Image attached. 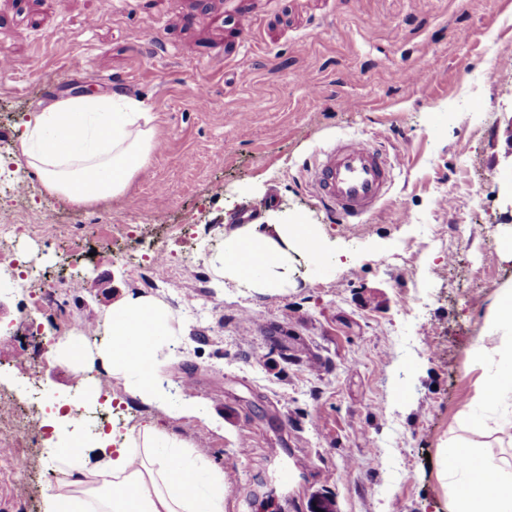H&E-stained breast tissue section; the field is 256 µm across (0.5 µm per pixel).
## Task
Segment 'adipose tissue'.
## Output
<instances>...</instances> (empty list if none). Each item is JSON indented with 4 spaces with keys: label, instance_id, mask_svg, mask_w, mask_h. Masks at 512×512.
Instances as JSON below:
<instances>
[{
    "label": "adipose tissue",
    "instance_id": "obj_1",
    "mask_svg": "<svg viewBox=\"0 0 512 512\" xmlns=\"http://www.w3.org/2000/svg\"><path fill=\"white\" fill-rule=\"evenodd\" d=\"M158 146L153 117L140 100L115 95H76L29 113L16 136L14 160L44 189L74 205L122 196ZM267 233L238 229L210 259L213 272L262 291L288 285V258L297 251L333 266L341 256L314 225L267 210ZM259 257L246 268L241 252ZM486 332L472 355L491 370L468 407L512 398V287L500 289L485 314ZM106 341L95 354L108 379L124 380L146 402L162 395L157 350L174 334L173 316L158 300L128 296L114 303ZM67 435L50 453L65 476L44 495L43 512H224V472L174 435L143 427L107 449L83 437L78 415L65 416ZM446 457L468 475L454 496L455 512H512V461L500 462L472 447L449 443Z\"/></svg>",
    "mask_w": 512,
    "mask_h": 512
}]
</instances>
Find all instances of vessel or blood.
<instances>
[{
  "instance_id": "obj_1",
  "label": "vessel or blood",
  "mask_w": 512,
  "mask_h": 512,
  "mask_svg": "<svg viewBox=\"0 0 512 512\" xmlns=\"http://www.w3.org/2000/svg\"><path fill=\"white\" fill-rule=\"evenodd\" d=\"M314 190L341 224H359L385 198L390 169L379 149L365 140H337L313 159Z\"/></svg>"
}]
</instances>
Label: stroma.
<instances>
[{
    "label": "stroma",
    "mask_w": 512,
    "mask_h": 512,
    "mask_svg": "<svg viewBox=\"0 0 512 512\" xmlns=\"http://www.w3.org/2000/svg\"><path fill=\"white\" fill-rule=\"evenodd\" d=\"M2 51L14 70L0 78V154L28 113L85 93L142 100L160 147L122 197L79 210L22 172L0 184L29 225L0 277L29 264L71 284L53 308L35 286L0 298V418L33 385L67 396L72 370L102 373L40 354L30 320L93 351L83 324L141 294L174 318L162 401L116 381L102 409L122 432L154 426L231 473L224 512H312L319 499L332 512H449L450 438L512 456L511 438L478 426L504 406L461 412L484 374L472 348L485 311L512 287V0H112L108 13L101 0H0ZM75 57L84 78L66 70ZM341 137L397 160L362 224L336 223L310 185L314 155ZM267 197L348 264L296 259L289 287L267 293L216 279L225 233ZM47 208L78 222L49 228ZM157 245L170 256L160 272ZM186 395L198 415H171ZM25 438L27 474L0 457V512H42L62 479L51 428Z\"/></svg>",
    "instance_id": "obj_1"
}]
</instances>
